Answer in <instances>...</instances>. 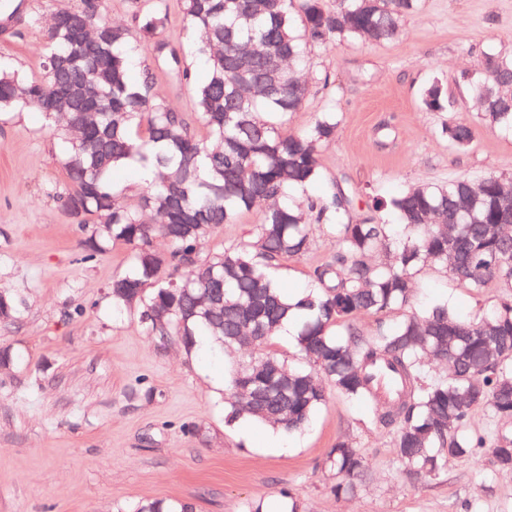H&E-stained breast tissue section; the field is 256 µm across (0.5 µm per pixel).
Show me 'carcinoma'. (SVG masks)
I'll return each instance as SVG.
<instances>
[{
	"instance_id": "cac0c4a2",
	"label": "carcinoma",
	"mask_w": 512,
	"mask_h": 512,
	"mask_svg": "<svg viewBox=\"0 0 512 512\" xmlns=\"http://www.w3.org/2000/svg\"><path fill=\"white\" fill-rule=\"evenodd\" d=\"M68 9L106 28L108 41L84 43L53 22L41 72L33 77L0 62V112L30 109L51 123L64 143L67 175L61 200L87 237L82 260L108 244L131 250L128 269L112 278L113 307L134 310L154 336H175L192 351L201 336L232 361L224 380L225 423L239 419L302 429L332 388L368 408V423L394 427L393 450L412 478L438 477L448 462L488 449L490 466L512 471V434L470 430L477 410L512 420V293L472 318L448 303L415 306V277L451 273L481 301L483 288H512V184L490 174L474 181L421 184L387 200L371 215L350 214L360 196L333 179L319 199L301 205L293 193L322 175L320 152L336 135L337 113L320 112L306 130L284 129L300 112L309 85L328 90L327 72L303 78L309 55L337 42L383 44L401 34L419 0H180L192 51L206 70L197 79L184 50L159 31L171 22L167 0H137L129 29L108 22L103 0ZM193 92L195 121L155 92L156 71ZM512 82V55L487 53L470 83L477 116L512 130V99L497 83ZM107 107L94 116L89 93ZM445 92L425 94L444 110ZM441 137L466 151L474 128L447 119ZM133 161L151 173L132 204L113 189L111 173ZM249 232L203 250L226 224L249 212ZM396 216L391 224L386 214ZM335 238L336 253L315 266L302 298L280 287L277 272L311 250L313 231ZM22 301L0 290V320L12 322ZM401 310L396 320L389 315ZM361 315L375 319L367 333ZM289 320L299 325L303 360L290 365L276 339ZM324 468L352 489L367 463L339 441ZM126 512H193L177 500L142 501Z\"/></svg>"
}]
</instances>
